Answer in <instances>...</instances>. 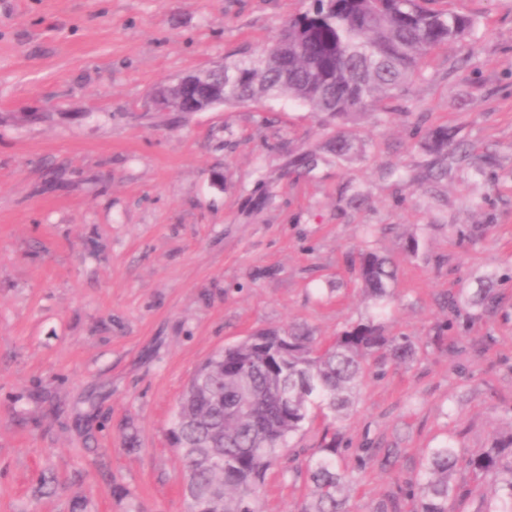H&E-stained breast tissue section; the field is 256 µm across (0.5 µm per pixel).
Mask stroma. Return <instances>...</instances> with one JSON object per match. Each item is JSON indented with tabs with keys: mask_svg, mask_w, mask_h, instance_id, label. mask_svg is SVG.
I'll use <instances>...</instances> for the list:
<instances>
[{
	"mask_svg": "<svg viewBox=\"0 0 512 512\" xmlns=\"http://www.w3.org/2000/svg\"><path fill=\"white\" fill-rule=\"evenodd\" d=\"M309 3L0 0V512H187L168 432L195 368L258 330L328 338L372 314L349 263L366 248L398 265L383 326L417 354L370 367L343 425L351 512L449 432L472 450L512 428V306L472 328L490 347L429 342L449 293L512 271V0H448L474 31L382 124L328 125L285 96L152 106ZM440 125L493 156L484 175L419 180L420 130ZM338 133L355 154L330 151ZM473 224L486 234L459 241ZM369 441L399 461L359 468Z\"/></svg>",
	"mask_w": 512,
	"mask_h": 512,
	"instance_id": "35a3bbf8",
	"label": "stroma"
}]
</instances>
